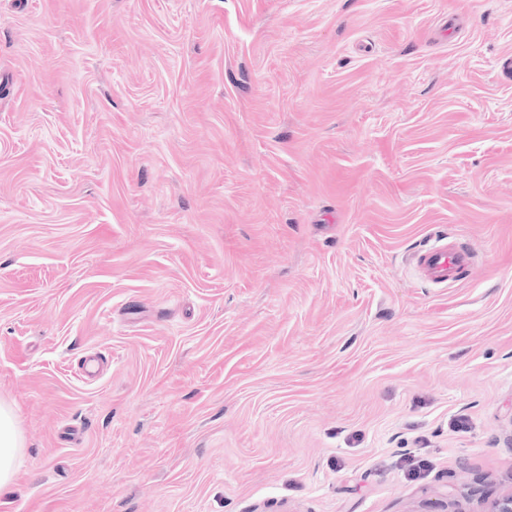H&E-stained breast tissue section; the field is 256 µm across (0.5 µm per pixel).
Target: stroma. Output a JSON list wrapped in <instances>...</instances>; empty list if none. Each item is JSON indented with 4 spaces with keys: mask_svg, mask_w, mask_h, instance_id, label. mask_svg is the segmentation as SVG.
<instances>
[{
    "mask_svg": "<svg viewBox=\"0 0 512 512\" xmlns=\"http://www.w3.org/2000/svg\"><path fill=\"white\" fill-rule=\"evenodd\" d=\"M509 54L512 0H0V512L512 491ZM468 259L467 250L446 243L421 251L418 266L428 280L434 284H443L456 278L466 267ZM22 443L12 413L0 405V490L9 487L14 479L17 448Z\"/></svg>",
    "mask_w": 512,
    "mask_h": 512,
    "instance_id": "stroma-1",
    "label": "stroma"
}]
</instances>
